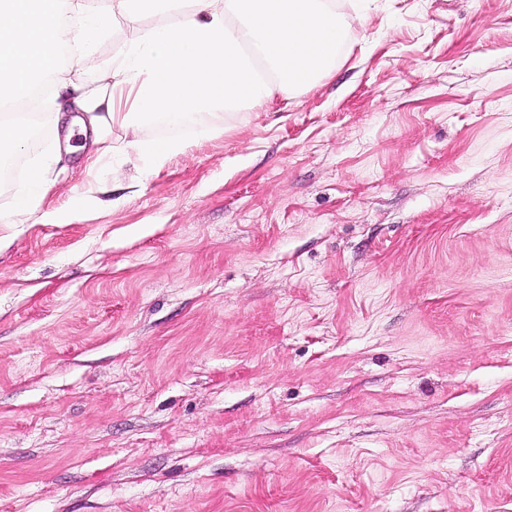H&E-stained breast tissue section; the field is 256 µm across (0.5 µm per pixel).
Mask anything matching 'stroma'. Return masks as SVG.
Returning a JSON list of instances; mask_svg holds the SVG:
<instances>
[{
    "label": "stroma",
    "instance_id": "obj_1",
    "mask_svg": "<svg viewBox=\"0 0 512 512\" xmlns=\"http://www.w3.org/2000/svg\"><path fill=\"white\" fill-rule=\"evenodd\" d=\"M329 7L314 87L0 223V512H512V0Z\"/></svg>",
    "mask_w": 512,
    "mask_h": 512
}]
</instances>
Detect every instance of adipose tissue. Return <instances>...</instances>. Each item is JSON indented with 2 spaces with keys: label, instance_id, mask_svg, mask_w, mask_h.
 <instances>
[{
  "label": "adipose tissue",
  "instance_id": "adipose-tissue-1",
  "mask_svg": "<svg viewBox=\"0 0 512 512\" xmlns=\"http://www.w3.org/2000/svg\"><path fill=\"white\" fill-rule=\"evenodd\" d=\"M156 17L123 47L112 70L92 83L65 79L79 130L93 159L111 154L101 113L128 127L171 126L199 113L267 105L274 94L313 86L336 60L343 29L328 0H0V148L30 141L27 113L14 111L18 93L58 73L66 30L78 32L77 61L94 51L115 16ZM49 158L34 159L14 196L10 223L64 224L72 215L41 210Z\"/></svg>",
  "mask_w": 512,
  "mask_h": 512
}]
</instances>
